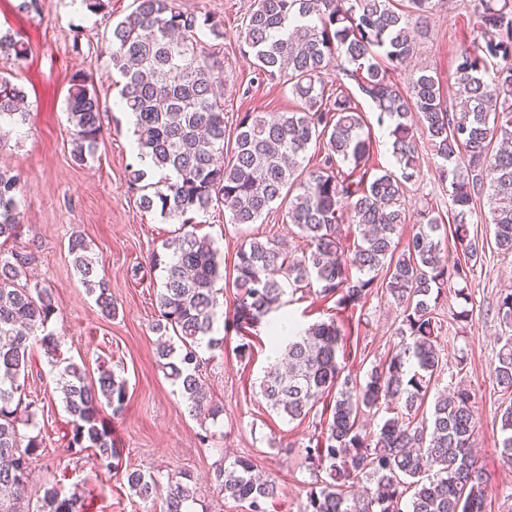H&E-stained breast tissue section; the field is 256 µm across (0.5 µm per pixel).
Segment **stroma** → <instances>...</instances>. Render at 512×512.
I'll return each instance as SVG.
<instances>
[{
	"label": "stroma",
	"mask_w": 512,
	"mask_h": 512,
	"mask_svg": "<svg viewBox=\"0 0 512 512\" xmlns=\"http://www.w3.org/2000/svg\"><path fill=\"white\" fill-rule=\"evenodd\" d=\"M19 3L0 0V33H11L28 47L26 58L19 61L0 56V74L13 75L23 86L28 113L25 124L0 137V169L19 176L24 199L20 228L4 248L34 254L28 282L52 291L58 313L49 327L60 341L61 356L85 364L92 374L102 364L123 369L129 387L126 409L120 417L108 410L103 417L123 450L125 467L188 472L197 478L211 512H250L248 503L218 497L210 489L216 465L247 456L277 484L276 495L264 504L265 512H304L307 496L317 484L305 453L314 428L308 421L284 419L259 394V381L275 361L269 325L252 330L253 348L243 358L237 352L240 335L223 322L215 323L214 335L224 346L214 350L205 377L215 399L223 402L224 413L211 425L206 443L200 440L201 426L186 412L157 357L153 326L161 273L149 267L148 258L178 224L141 209V192L129 182V170L140 168L141 160L130 142L129 116L119 104L122 78L112 67L105 43L113 24L133 9V0H109L108 10L97 15L78 8L74 0H40L39 9L30 12L20 10ZM177 5L187 13L209 15L220 25L221 37L200 35L197 52L219 57L224 65L227 128H234L241 112L277 115L295 109L287 86L257 80L239 50L248 0H177ZM474 22L469 0H436L427 26L415 34L413 62L399 71L400 82L426 69L443 84H451L457 54L476 36ZM76 74L91 78L106 109L104 137L82 163L73 157L66 103L69 81ZM419 163V178L408 193L410 205L429 204L447 216L448 186L440 182L427 144L419 146ZM472 220L484 240L486 258L474 268L469 322L455 321L462 306L455 296L438 306L447 329L440 340L446 363L435 388L451 389L461 383L475 392V446L486 481L488 512H512V464L504 463L497 451L500 431L494 421L501 395L491 381L501 347L496 299L501 289L512 287V254L497 253L485 212L474 214ZM288 224L279 208L242 231L215 209L199 215L195 231L215 242L229 271L242 233L260 238L284 235ZM78 235L88 243L109 285L115 317L102 316L72 265L68 243ZM281 312L302 328L335 318L353 352L344 362L345 371L361 381L399 341L401 310L381 295L371 296L363 307L340 311L313 287L287 295ZM27 372L28 390L45 398L44 410L37 415L43 452L32 465L31 499L39 498L45 483L58 480L66 489H78L86 512H165L163 496L143 502L122 475L90 473L85 460L67 456L69 417L40 348H33Z\"/></svg>",
	"instance_id": "1"
}]
</instances>
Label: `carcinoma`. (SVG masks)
I'll list each match as a JSON object with an SVG mask.
<instances>
[{
    "label": "carcinoma",
    "instance_id": "obj_1",
    "mask_svg": "<svg viewBox=\"0 0 512 512\" xmlns=\"http://www.w3.org/2000/svg\"><path fill=\"white\" fill-rule=\"evenodd\" d=\"M479 40L461 51L453 72L459 108L447 105L439 79L420 70L406 86L394 74L413 56L414 28L427 22L434 0H253L240 35L243 54L259 75L279 80L297 109L271 119L259 112L238 115L230 158H224L223 66L197 54L198 34L220 36L209 16L179 9L176 0H135V8L112 27L107 50L124 83L121 105L136 117L137 147L153 166L168 172L163 188L140 195L139 205L181 227L154 251L149 265L163 272L154 329L157 356L178 387L188 414L202 422L224 414L202 371L205 352L221 349L212 336L224 260L214 242L185 229L191 214L216 208L228 222L255 224L278 205L287 210L302 239L293 254L276 238L242 240L233 265V309L225 326L251 352L250 330L284 304L287 290L319 288L339 310L364 305L379 291L402 308L395 351L365 382L343 375L344 345L336 320L315 322L288 337L260 381V394L277 414L303 421L321 399L333 396L330 417L319 421L306 446L310 465L327 475L310 491L305 512H486V489L471 447L477 432L476 395L457 387L428 402L442 368L441 323L436 308L446 291L465 302L468 283L482 258L484 240L471 222L487 202L494 244L512 253V0H469ZM24 41L0 36V55L27 56ZM335 67L388 123L394 170L370 165L371 133L355 96L327 89L324 74ZM25 92L0 76V131L26 119ZM103 107L92 80L74 75L67 113L75 132L74 157L85 161L104 135ZM442 164L438 179L449 183L448 233L431 209L409 213L407 191L419 177V139ZM314 162L305 163L309 146ZM20 178L0 171V239L16 236L20 223ZM415 220L406 241L404 224ZM355 225L352 247H344L340 224ZM456 257H450L447 239ZM76 271L102 315H116L107 283L98 277L82 237L69 242ZM29 257L0 250V512H85L77 491L56 482L35 505L27 500L31 465L42 439L23 435L40 401L26 392L27 359L38 345L57 369L63 408L71 426L70 456L87 453L96 468L122 471L142 500L165 491L166 512H199L191 474L166 480L140 469L121 470L123 449L101 418L108 407L122 415L128 381L108 367L90 377L86 368L60 357L48 324L57 313L50 290L21 283ZM501 323L512 329V291L497 299ZM492 371L507 396L495 412L500 454L512 463V336ZM394 412L376 432L362 418L379 409ZM245 456L214 471L217 495L262 502L276 485L255 474ZM365 479L374 487L356 498L351 488Z\"/></svg>",
    "mask_w": 512,
    "mask_h": 512
}]
</instances>
